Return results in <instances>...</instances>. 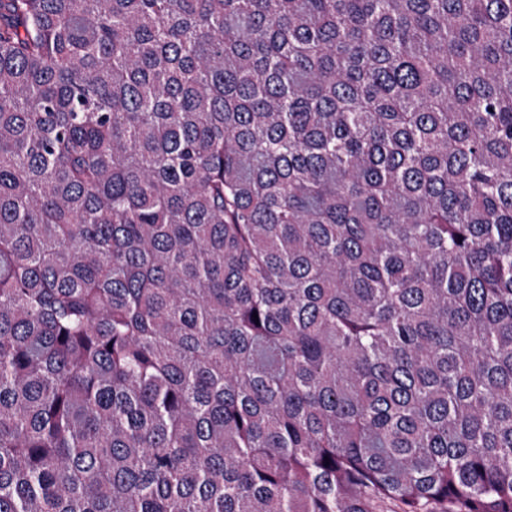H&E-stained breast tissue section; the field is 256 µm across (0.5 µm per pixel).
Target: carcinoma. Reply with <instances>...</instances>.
<instances>
[{
  "mask_svg": "<svg viewBox=\"0 0 512 512\" xmlns=\"http://www.w3.org/2000/svg\"><path fill=\"white\" fill-rule=\"evenodd\" d=\"M0 512H512V0H0Z\"/></svg>",
  "mask_w": 512,
  "mask_h": 512,
  "instance_id": "1",
  "label": "carcinoma"
}]
</instances>
